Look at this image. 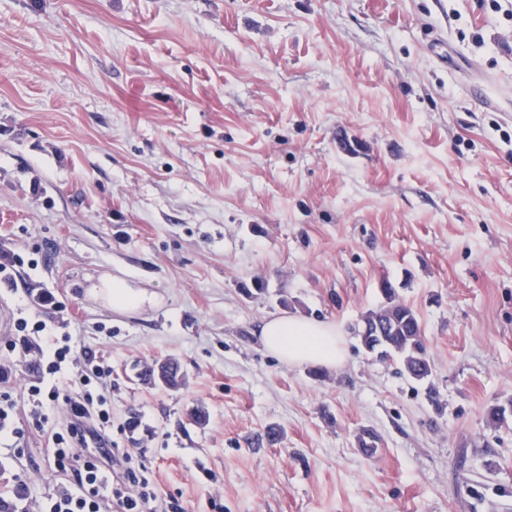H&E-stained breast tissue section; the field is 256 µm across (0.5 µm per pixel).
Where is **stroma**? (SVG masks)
<instances>
[{"mask_svg":"<svg viewBox=\"0 0 512 512\" xmlns=\"http://www.w3.org/2000/svg\"><path fill=\"white\" fill-rule=\"evenodd\" d=\"M0 249L17 512L64 481L6 349L37 315L110 367L112 445L177 512H512V0H0ZM385 279L427 383L360 343ZM282 313L341 327L344 366L267 353ZM169 359L179 389L142 380ZM100 288L101 294L112 303V307L116 310L136 309L153 302L152 298L144 291L130 287L121 278L113 277L104 280Z\"/></svg>","mask_w":512,"mask_h":512,"instance_id":"obj_1","label":"stroma"}]
</instances>
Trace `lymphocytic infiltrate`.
<instances>
[{
    "label": "lymphocytic infiltrate",
    "instance_id": "obj_1",
    "mask_svg": "<svg viewBox=\"0 0 512 512\" xmlns=\"http://www.w3.org/2000/svg\"><path fill=\"white\" fill-rule=\"evenodd\" d=\"M17 330L21 335L17 348L30 354V366L37 376L27 389L32 426L45 428L61 402L69 415L66 431L50 435L54 465L67 474L68 482L46 499L43 512H105L112 501L121 512H159L151 481L143 471L131 467L128 450L108 445L107 398L90 389L92 381L104 377V368L92 353H83L78 390L61 395L52 380L73 359L71 336L56 335L40 319H20ZM87 436L99 441V449L83 448Z\"/></svg>",
    "mask_w": 512,
    "mask_h": 512
}]
</instances>
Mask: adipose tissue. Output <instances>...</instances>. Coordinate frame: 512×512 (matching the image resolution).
Here are the masks:
<instances>
[{"mask_svg":"<svg viewBox=\"0 0 512 512\" xmlns=\"http://www.w3.org/2000/svg\"><path fill=\"white\" fill-rule=\"evenodd\" d=\"M256 333L263 346L288 365L335 369L345 361L344 334L332 323L286 314L262 321Z\"/></svg>","mask_w":512,"mask_h":512,"instance_id":"ef3b65f1","label":"adipose tissue"}]
</instances>
